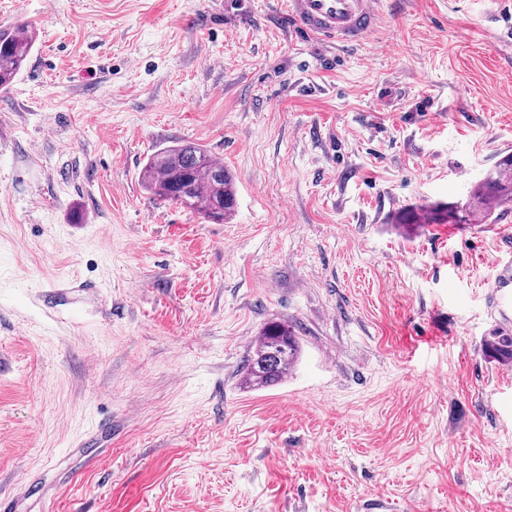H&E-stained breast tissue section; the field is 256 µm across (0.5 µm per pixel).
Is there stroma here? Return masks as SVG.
<instances>
[{"label":"stroma","mask_w":512,"mask_h":512,"mask_svg":"<svg viewBox=\"0 0 512 512\" xmlns=\"http://www.w3.org/2000/svg\"><path fill=\"white\" fill-rule=\"evenodd\" d=\"M285 2L0 0L38 34L0 91L11 512H512V210L421 221L512 154V39L402 0L319 51ZM175 142L233 173L224 223L143 189ZM273 322L299 363L245 389ZM486 354L505 365H512V334L498 331L484 341Z\"/></svg>","instance_id":"stroma-1"}]
</instances>
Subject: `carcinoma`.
<instances>
[{
	"label": "carcinoma",
	"instance_id": "obj_1",
	"mask_svg": "<svg viewBox=\"0 0 512 512\" xmlns=\"http://www.w3.org/2000/svg\"><path fill=\"white\" fill-rule=\"evenodd\" d=\"M35 46L31 26L0 27V90H6ZM141 182L154 199L183 204L215 223H222L237 206L233 179L206 148L195 143H174L158 149L146 162ZM512 204V154L501 157L478 182L462 206L434 210L424 216L428 224H474ZM486 354L512 365V334L498 331L484 341ZM301 347L295 329L282 323L267 326L253 347L244 373L252 387L280 383L299 360Z\"/></svg>",
	"mask_w": 512,
	"mask_h": 512
}]
</instances>
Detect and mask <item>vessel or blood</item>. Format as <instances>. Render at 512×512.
I'll return each instance as SVG.
<instances>
[{"mask_svg": "<svg viewBox=\"0 0 512 512\" xmlns=\"http://www.w3.org/2000/svg\"><path fill=\"white\" fill-rule=\"evenodd\" d=\"M382 0H288L297 33L319 46L347 48L367 40L383 19Z\"/></svg>", "mask_w": 512, "mask_h": 512, "instance_id": "1", "label": "vessel or blood"}]
</instances>
